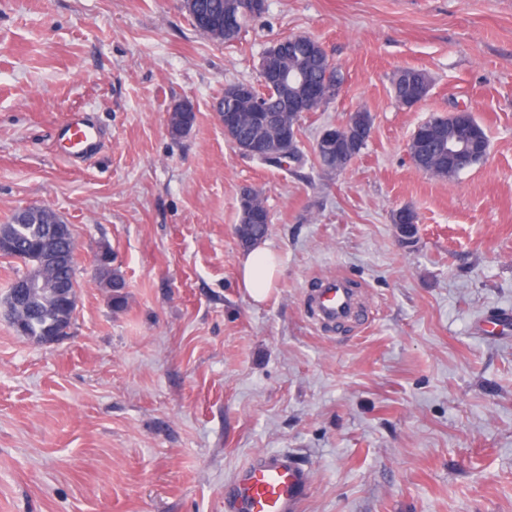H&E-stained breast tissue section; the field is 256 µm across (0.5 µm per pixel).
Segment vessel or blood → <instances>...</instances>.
Segmentation results:
<instances>
[{
    "label": "vessel or blood",
    "mask_w": 512,
    "mask_h": 512,
    "mask_svg": "<svg viewBox=\"0 0 512 512\" xmlns=\"http://www.w3.org/2000/svg\"><path fill=\"white\" fill-rule=\"evenodd\" d=\"M69 160L86 161L99 152L103 133L86 112L69 113L57 131ZM312 319L321 330L333 331L352 316L357 296L343 278H329L308 295ZM310 470L282 452H262L241 465L225 490L231 512H299Z\"/></svg>",
    "instance_id": "vessel-or-blood-1"
}]
</instances>
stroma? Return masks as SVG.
<instances>
[{
	"mask_svg": "<svg viewBox=\"0 0 512 512\" xmlns=\"http://www.w3.org/2000/svg\"><path fill=\"white\" fill-rule=\"evenodd\" d=\"M217 44L179 0H0V224L50 207L76 238L68 336L36 345L0 316V512H225L248 458L285 449L312 480L300 512H512V0H268ZM319 41L345 77L304 113L300 146L365 111L343 170L240 156L216 105L256 83L281 38ZM403 66L430 78L407 108ZM188 103L190 131L168 130ZM470 107L490 148L444 180L419 172L414 129ZM102 128L84 163L60 157L73 110ZM260 191L274 288L239 285L243 189ZM418 234L401 243L393 211ZM109 248L126 281L97 279ZM341 275L365 289L360 327L314 328L306 295ZM194 121L193 107L188 103L182 104L169 115V132L173 137L179 138L193 126ZM392 222L393 224H396L397 229L401 233L405 234L409 239L414 238L418 234L416 214L412 209L408 207H403L393 212ZM399 237L400 240L404 243L409 240L400 234ZM112 252L104 248L98 255L99 282L111 292L112 302L116 308H121L125 303L126 281L117 268H112Z\"/></svg>",
	"mask_w": 512,
	"mask_h": 512,
	"instance_id": "35a3bbf8",
	"label": "stroma"
}]
</instances>
